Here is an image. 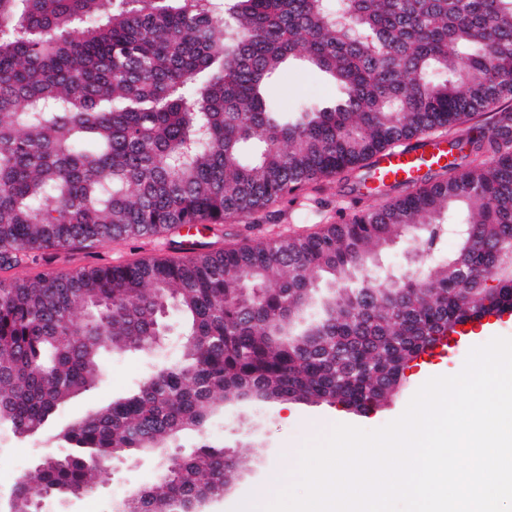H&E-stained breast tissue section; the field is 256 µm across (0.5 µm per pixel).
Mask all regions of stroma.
Listing matches in <instances>:
<instances>
[{
  "mask_svg": "<svg viewBox=\"0 0 512 512\" xmlns=\"http://www.w3.org/2000/svg\"><path fill=\"white\" fill-rule=\"evenodd\" d=\"M272 94L284 109L296 107L300 102L318 97L332 101L338 91L319 73L294 70L284 76L272 89ZM286 217L275 224L263 225L260 239H271L288 234H309L318 230L324 217L335 214V207L322 210L300 203H280ZM160 238L138 241H117L105 245L59 249L22 269L26 278L50 276L82 267L126 264L159 253ZM170 338L159 352L127 353L106 358L101 382L92 390L73 398L61 409L53 422L28 437H17L8 428L0 429V512H10L9 502L20 476L35 479L38 461L47 455L64 453L65 445L59 432L71 421L89 410L128 395L146 376L163 362L176 357L175 339L182 330L183 321L176 310L165 317ZM495 337L512 338V317L501 320L489 317L482 323L472 324L466 337L448 348H436L432 355L419 359L416 367L407 370V379L386 406L370 416L350 413L340 405L276 400L260 401L251 397L225 401L212 417L205 436L185 432L168 448V456L186 457L193 453L201 438L223 445L227 454L241 460L235 480L223 498L208 501L202 512H228L230 504L256 491L268 470L279 466L292 470L294 460L291 449L302 447L324 435L336 423L376 429L397 419L417 390L430 378L450 376L462 369L472 347L480 346ZM108 475L91 497H70L64 500L47 499L42 512H85L87 499H94L97 512H115L129 491L159 480L163 473L162 459L124 455L107 466Z\"/></svg>",
  "mask_w": 512,
  "mask_h": 512,
  "instance_id": "1",
  "label": "stroma"
}]
</instances>
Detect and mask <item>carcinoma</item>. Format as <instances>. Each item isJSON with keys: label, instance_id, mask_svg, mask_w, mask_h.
I'll return each mask as SVG.
<instances>
[{"label": "carcinoma", "instance_id": "carcinoma-1", "mask_svg": "<svg viewBox=\"0 0 512 512\" xmlns=\"http://www.w3.org/2000/svg\"><path fill=\"white\" fill-rule=\"evenodd\" d=\"M292 69L340 96L283 111L269 89ZM434 136L458 157L358 207L379 154ZM333 179L358 187L355 208L311 234L0 280V425L16 436L94 387L104 355L153 350L164 309L184 319L179 356L76 420L71 451L42 459L10 512L93 492L115 455H163L226 399L368 414L457 328L512 312L497 250L512 245V0H0V269L268 223L273 203ZM454 210L463 233L439 256ZM402 237L420 238L405 272L364 273ZM237 467L205 439L122 510L222 498Z\"/></svg>", "mask_w": 512, "mask_h": 512}]
</instances>
